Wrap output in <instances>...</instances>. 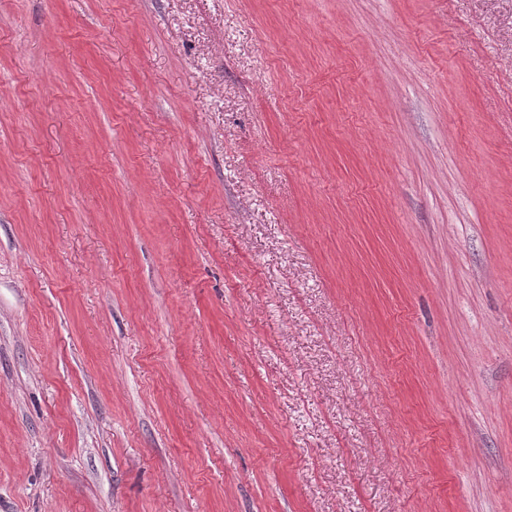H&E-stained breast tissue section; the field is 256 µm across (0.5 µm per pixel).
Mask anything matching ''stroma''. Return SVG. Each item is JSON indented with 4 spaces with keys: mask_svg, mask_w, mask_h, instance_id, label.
I'll list each match as a JSON object with an SVG mask.
<instances>
[{
    "mask_svg": "<svg viewBox=\"0 0 512 512\" xmlns=\"http://www.w3.org/2000/svg\"><path fill=\"white\" fill-rule=\"evenodd\" d=\"M0 512H512V0H0Z\"/></svg>",
    "mask_w": 512,
    "mask_h": 512,
    "instance_id": "obj_1",
    "label": "stroma"
}]
</instances>
